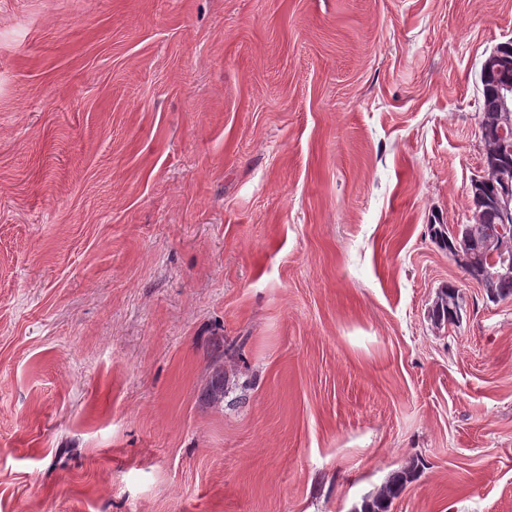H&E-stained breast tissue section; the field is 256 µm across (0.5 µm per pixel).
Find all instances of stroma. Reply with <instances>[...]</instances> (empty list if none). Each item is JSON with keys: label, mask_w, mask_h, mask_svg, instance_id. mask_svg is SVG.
Returning a JSON list of instances; mask_svg holds the SVG:
<instances>
[{"label": "stroma", "mask_w": 512, "mask_h": 512, "mask_svg": "<svg viewBox=\"0 0 512 512\" xmlns=\"http://www.w3.org/2000/svg\"><path fill=\"white\" fill-rule=\"evenodd\" d=\"M510 40L512 0H0V512H354L412 457L392 512H512V297L429 233ZM460 300L459 290L454 286L448 285L441 288L433 310L434 321L438 325L448 324V318H452L454 322L459 321L462 310Z\"/></svg>", "instance_id": "stroma-1"}]
</instances>
